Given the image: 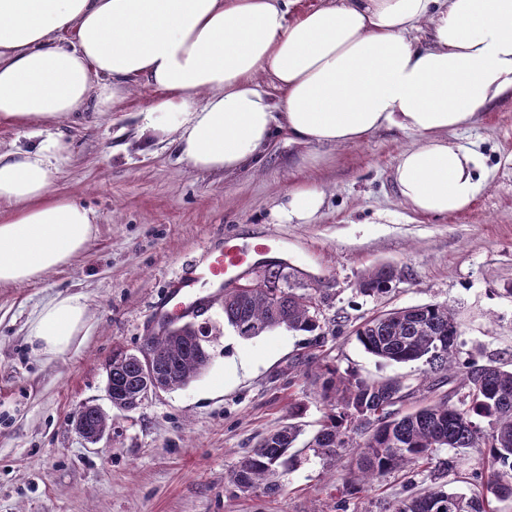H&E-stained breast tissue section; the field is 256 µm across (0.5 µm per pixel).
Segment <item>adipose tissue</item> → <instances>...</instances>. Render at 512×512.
<instances>
[{
	"instance_id": "adipose-tissue-1",
	"label": "adipose tissue",
	"mask_w": 512,
	"mask_h": 512,
	"mask_svg": "<svg viewBox=\"0 0 512 512\" xmlns=\"http://www.w3.org/2000/svg\"><path fill=\"white\" fill-rule=\"evenodd\" d=\"M0 0V121L45 127L32 150L0 152V287L64 266L94 215L53 190L67 152L53 125L143 79L156 95L143 128L173 137L206 172L258 161L275 131L307 146L353 143L383 128L418 136L394 168L413 213L448 215L482 189L480 156L448 143L512 93V0ZM265 75L277 87L271 97ZM325 204L312 184L275 207L307 224ZM85 323L80 297L45 305L27 336L66 354Z\"/></svg>"
}]
</instances>
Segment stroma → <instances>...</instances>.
I'll return each mask as SVG.
<instances>
[{"label":"stroma","mask_w":512,"mask_h":512,"mask_svg":"<svg viewBox=\"0 0 512 512\" xmlns=\"http://www.w3.org/2000/svg\"><path fill=\"white\" fill-rule=\"evenodd\" d=\"M153 95L133 81L114 107L91 103L57 124L69 149L54 189L91 209L96 231L68 264L0 288V512H336L341 500L346 512H389L429 485L428 473L390 475L341 499L335 476L350 453L325 458L306 448L326 412L313 378L325 362L365 379L417 378L421 363L379 362L354 330L380 311L436 302L457 314L461 354L512 367V97L449 134L481 154L484 186L463 211L435 217L410 211L395 187L399 155L418 143L411 133L388 128L309 148L282 132L252 166L201 172L168 142L141 135ZM302 183L325 194L318 218L274 223V207ZM256 235L273 239L277 257L316 286L321 320H340V335L280 328L244 339L225 325L216 298L201 317L207 368L136 410H113L105 376L113 351L138 352L157 332L156 309L182 267L226 238ZM376 267L396 270L388 291L357 294ZM61 295L80 296L85 327L66 354L36 353L28 324ZM84 403L112 416L95 445L70 424ZM291 422L303 452L284 490L242 492L232 481L240 462Z\"/></svg>","instance_id":"35a3bbf8"}]
</instances>
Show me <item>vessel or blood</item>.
<instances>
[{"label":"vessel or blood","mask_w":512,"mask_h":512,"mask_svg":"<svg viewBox=\"0 0 512 512\" xmlns=\"http://www.w3.org/2000/svg\"><path fill=\"white\" fill-rule=\"evenodd\" d=\"M274 247L270 239L255 237L248 243L225 240L222 248L211 251L207 261L188 267L175 279L161 307L162 317L182 316L199 300L198 288L209 284L220 289L231 281L245 277L258 262L266 260Z\"/></svg>","instance_id":"1"}]
</instances>
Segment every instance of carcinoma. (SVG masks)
Listing matches in <instances>:
<instances>
[{
  "label": "carcinoma",
  "instance_id": "carcinoma-1",
  "mask_svg": "<svg viewBox=\"0 0 512 512\" xmlns=\"http://www.w3.org/2000/svg\"><path fill=\"white\" fill-rule=\"evenodd\" d=\"M382 267L366 273L356 291L382 294L395 278ZM260 288L224 289V323L250 339L285 327L323 337L336 335L321 324L318 304L299 276L282 264L262 265ZM363 349L389 364L422 362L425 374L413 384L402 377L367 381L336 367L322 373L320 397L328 412L313 438V451L333 456L353 449L348 470L339 475L343 491L356 492L391 473L430 463L442 448L487 449V465L471 478L486 493L467 496L433 484L393 502L391 512H497L493 502L512 501V369L493 360L480 364L459 358L461 324L452 309L429 303L395 309L365 321L356 331ZM150 352L169 389L182 387L209 363L207 343L191 324L148 339ZM144 379L137 357L123 350L112 355V407L139 404ZM423 394L425 404L402 413L396 406ZM88 424L106 430L112 418L90 407ZM294 423L264 436L243 459L233 480L243 492L274 495L284 489L282 475L298 462Z\"/></svg>",
  "mask_w": 512,
  "mask_h": 512
}]
</instances>
